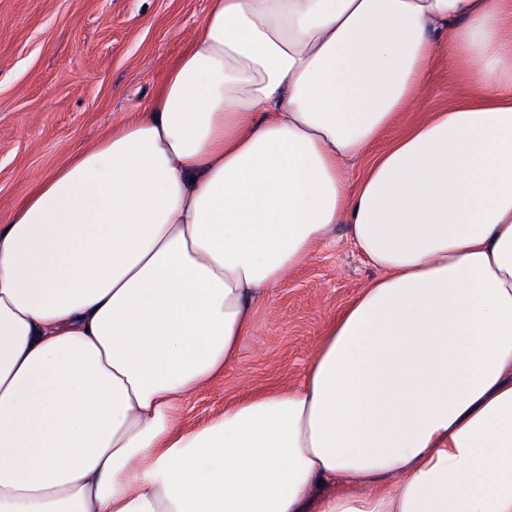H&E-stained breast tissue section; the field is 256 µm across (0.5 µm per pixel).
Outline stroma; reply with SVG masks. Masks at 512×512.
<instances>
[{
    "mask_svg": "<svg viewBox=\"0 0 512 512\" xmlns=\"http://www.w3.org/2000/svg\"><path fill=\"white\" fill-rule=\"evenodd\" d=\"M209 0H0V224L68 157L112 124L146 111L167 66L196 36ZM440 52L404 130L461 90ZM374 269L344 227L265 301L234 362L179 405V428L217 418L249 393L297 382L324 326L364 288Z\"/></svg>",
    "mask_w": 512,
    "mask_h": 512,
    "instance_id": "obj_1",
    "label": "stroma"
}]
</instances>
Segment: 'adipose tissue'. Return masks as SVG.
<instances>
[{"instance_id":"1","label":"adipose tissue","mask_w":512,"mask_h":512,"mask_svg":"<svg viewBox=\"0 0 512 512\" xmlns=\"http://www.w3.org/2000/svg\"><path fill=\"white\" fill-rule=\"evenodd\" d=\"M443 36L486 94L388 138ZM340 224L301 381L178 429ZM0 512H512V0H210L0 225Z\"/></svg>"}]
</instances>
